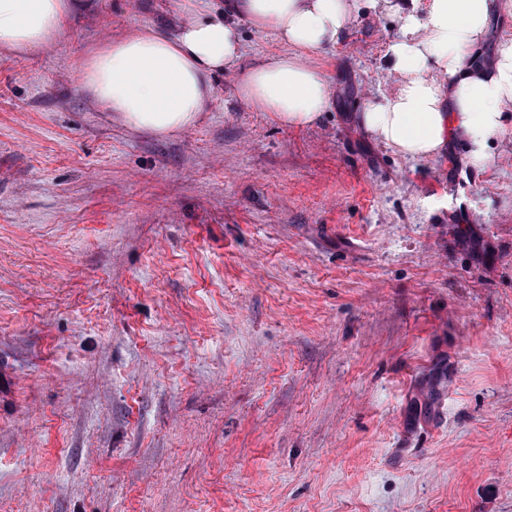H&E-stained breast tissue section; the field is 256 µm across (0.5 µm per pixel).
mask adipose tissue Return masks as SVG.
<instances>
[{"label":"adipose tissue","mask_w":512,"mask_h":512,"mask_svg":"<svg viewBox=\"0 0 512 512\" xmlns=\"http://www.w3.org/2000/svg\"><path fill=\"white\" fill-rule=\"evenodd\" d=\"M379 0H179L170 29L134 27L91 47L83 91L130 130L167 137L194 128L234 75V93L284 126L319 121L332 86L314 51L340 44L354 17ZM503 0H389L401 36L387 50L393 89L361 114L376 139L408 159L432 158L463 137L476 166L512 105V40L485 55ZM90 0H0V48L26 55L52 44ZM273 31L287 50L241 67V24Z\"/></svg>","instance_id":"1"}]
</instances>
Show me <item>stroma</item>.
I'll return each instance as SVG.
<instances>
[{"label": "stroma", "mask_w": 512, "mask_h": 512, "mask_svg": "<svg viewBox=\"0 0 512 512\" xmlns=\"http://www.w3.org/2000/svg\"><path fill=\"white\" fill-rule=\"evenodd\" d=\"M177 4L0 51V512H512V107L483 168L378 141L380 8L313 54L314 125L227 73L130 131L80 61Z\"/></svg>", "instance_id": "1"}]
</instances>
